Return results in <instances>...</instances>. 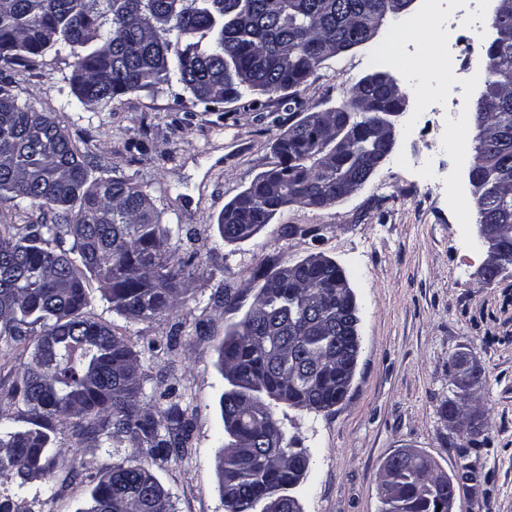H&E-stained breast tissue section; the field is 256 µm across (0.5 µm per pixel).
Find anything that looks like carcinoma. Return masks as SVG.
<instances>
[{"mask_svg":"<svg viewBox=\"0 0 512 512\" xmlns=\"http://www.w3.org/2000/svg\"><path fill=\"white\" fill-rule=\"evenodd\" d=\"M494 16L496 37L485 49L488 77L481 95L493 100L474 110V197L477 223L500 240V262L512 269V0ZM386 0H0V59L54 51L77 58L72 90L79 104L107 108L120 95L178 85L202 103L239 100L301 86L336 45L351 49L374 37ZM398 86L361 80L349 112L368 123L366 100L399 107ZM342 113L323 112L320 124L303 117L278 139L275 167L224 207L220 231L243 242L293 203V184L268 188L293 160L311 196L336 195L374 141L362 137L349 153L336 152L332 130ZM52 214L16 237L0 227V336L34 337L19 391L34 416L32 427L0 435V484L23 487L59 464L45 423L74 425L78 435L125 438L139 453L169 455L189 437L177 405L167 411V434L142 405V373L133 346L106 322L83 314L91 278L117 314L145 320L173 309L181 266L168 251L172 230L153 199L125 177H103L60 124L0 87V195ZM250 206L238 207L241 200ZM70 237V248L51 243ZM300 278L254 302L224 341L220 361L228 389L220 400L224 444L218 470L233 482L225 512H261L276 498L288 510V486L305 468L302 448L284 431L268 440L271 404L317 390L320 409L336 405L340 340L336 283L347 279L332 260L303 266ZM56 334L41 352L40 337ZM486 423L468 422L469 444L481 443ZM387 477L400 487L382 512H437L447 495L427 458L392 461ZM78 512H173L169 491L147 468L114 465L100 474Z\"/></svg>","mask_w":512,"mask_h":512,"instance_id":"carcinoma-1","label":"carcinoma"}]
</instances>
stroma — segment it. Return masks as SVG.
I'll list each match as a JSON object with an SVG mask.
<instances>
[{
	"mask_svg": "<svg viewBox=\"0 0 512 512\" xmlns=\"http://www.w3.org/2000/svg\"><path fill=\"white\" fill-rule=\"evenodd\" d=\"M448 18L443 66L419 24L429 0L387 18L370 42L325 60L298 94L309 110L348 105L365 77L386 72L408 107L394 148L348 198L323 208L291 205L250 240L224 242V207L273 168L275 144L299 120L283 93L217 104L197 102L180 87L129 92L107 109L72 106L70 55L0 60V84L19 102L49 113L106 173L133 178L179 226L168 249L191 258L185 293L171 313L131 321L114 312L89 282L88 318L111 323L139 355L141 399L155 417L178 404L189 424L186 448L163 459L136 457L125 440L103 444L78 437L71 424L51 422L52 448L63 466L9 495L22 512H77L92 475L140 460L172 496L174 512H224L216 469L223 441L220 398L227 386L219 350L249 310L264 270L313 253L346 273L358 309L360 352L346 398L328 411L284 404L274 416L291 447L310 466L294 495L302 512H381L379 480L389 457L415 450L457 486L454 512H512V272L485 283L486 259L475 223L467 172L472 143L449 130L471 128V112L486 76L489 24L475 28L459 0H442ZM406 26L405 66L393 64L391 33ZM31 339L0 337V428L29 427L33 415L16 388L30 360ZM484 376L478 408L488 423V447L464 448L440 407L453 395L448 364L458 355ZM173 398H164L167 388ZM474 480L462 477L464 466Z\"/></svg>",
	"mask_w": 512,
	"mask_h": 512,
	"instance_id": "stroma-1",
	"label": "stroma"
}]
</instances>
